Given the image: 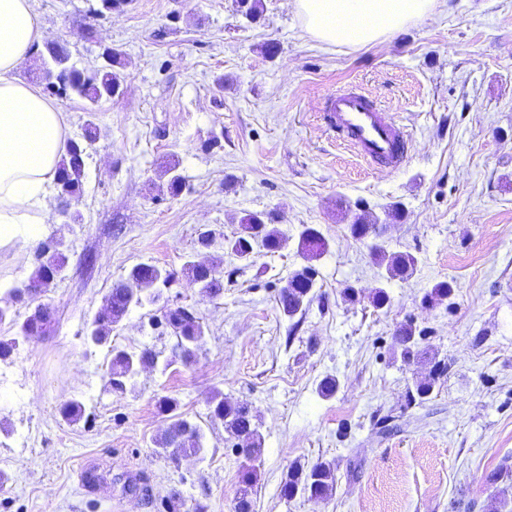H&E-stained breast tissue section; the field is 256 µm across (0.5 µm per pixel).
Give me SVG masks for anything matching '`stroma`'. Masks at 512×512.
<instances>
[{
  "instance_id": "1",
  "label": "stroma",
  "mask_w": 512,
  "mask_h": 512,
  "mask_svg": "<svg viewBox=\"0 0 512 512\" xmlns=\"http://www.w3.org/2000/svg\"><path fill=\"white\" fill-rule=\"evenodd\" d=\"M252 24L235 0H127L97 15L98 0H33L44 37L72 63L96 65L101 46L121 49L122 98L94 114L76 97L52 96L66 136L98 138L77 198L55 200L41 242L63 239L67 264L41 293L56 318L50 335L17 339L0 360V512H167L171 491L207 512H233L245 459L208 414L213 390L258 418L263 454L254 512H470L505 499L512 479L485 475L512 456V0H439L421 23L386 42L323 48L291 0H261ZM277 52L265 54L266 43ZM356 85L409 133L398 170L370 167L322 119L325 98ZM179 162L184 186L170 194L158 164ZM400 217H393V207ZM81 223H63L61 208ZM266 212L278 250L250 260L225 254L242 217ZM382 224L387 251L419 264L391 279L371 255L372 238L350 232L356 214ZM320 230L327 252L314 265V296L285 316L277 296L304 264L302 226ZM211 230L209 248L197 243ZM37 247H0V285L23 287ZM217 260L224 293L210 298L173 280L163 295L191 309L206 343L191 364L173 357L175 336L159 307L134 308L114 345L158 352L134 383L106 391V349L87 347L88 322L137 264L181 270ZM448 282V299L422 305ZM385 288L388 304L371 303ZM355 289L348 299L345 289ZM413 322L448 374L422 402H409L429 363L404 362L394 340ZM339 388L322 397L319 382ZM168 396L205 433L203 455L171 463L156 439ZM77 399L79 422L58 409ZM333 464L331 496L281 497L289 466ZM92 468L86 493L80 473Z\"/></svg>"
}]
</instances>
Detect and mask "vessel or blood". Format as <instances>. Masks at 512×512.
Masks as SVG:
<instances>
[{
  "mask_svg": "<svg viewBox=\"0 0 512 512\" xmlns=\"http://www.w3.org/2000/svg\"><path fill=\"white\" fill-rule=\"evenodd\" d=\"M324 115L330 129L371 166L398 169L409 146V134L382 112L359 87L329 96Z\"/></svg>",
  "mask_w": 512,
  "mask_h": 512,
  "instance_id": "b4317fda",
  "label": "vessel or blood"
}]
</instances>
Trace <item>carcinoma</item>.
<instances>
[{
	"label": "carcinoma",
	"mask_w": 512,
	"mask_h": 512,
	"mask_svg": "<svg viewBox=\"0 0 512 512\" xmlns=\"http://www.w3.org/2000/svg\"><path fill=\"white\" fill-rule=\"evenodd\" d=\"M237 10L249 21H257L262 16L261 0H236ZM107 61L97 64L91 69H80L70 62V54L60 43L48 41L45 52L39 54V78L49 91H57L67 97H78L88 103V111H94L101 101L108 98L116 90L124 88L126 74L124 72V56L116 48L106 49ZM97 136L93 122L86 124L83 140L69 139L65 143L55 178V190L62 197L72 198L80 194L86 175L88 145ZM162 175L167 177L170 193L176 195L182 190L183 177L179 173V163L168 160L162 165ZM351 232L358 238H366L375 232V225L365 214L355 216L350 225ZM261 240L269 251H275L281 246V238L277 229L265 220L261 213H250L242 219L241 231L227 243V249L241 259H247L252 253V242ZM61 243L50 242L43 244L36 255L37 265L28 284L23 288H13L9 291L15 302H33L54 280L58 278L65 267V255L59 250ZM327 249V241L315 228L307 227L299 234V250L308 265L295 271L287 284L278 294V302L283 313L292 316L312 301L311 293L316 288V270L309 262L320 257ZM373 255L379 264L385 266L388 278L407 279L412 276L418 259L411 253H390L383 246H371ZM182 274L189 283L200 292L211 298H218L224 293L223 279L216 273V265L187 262ZM175 273L151 264H137L128 274V279L135 287L128 288L118 285L112 289L104 300L94 318L87 326L85 339L95 338L97 344L107 348L110 356L105 389L124 385L134 377L138 368L146 365L155 366L158 355L149 347L138 352H129L112 345L111 334L128 314L137 306H142L154 297L162 294V287L168 285ZM451 294V286L445 281L439 282L426 292L423 303L434 305ZM53 314L49 307L38 304L20 325L24 336H45L51 329ZM160 324L169 328L175 335L177 343L173 357L184 364H189L196 356L205 340V331L193 311L184 306H166ZM422 336L416 334V328L410 323H404L396 331V341L402 347L403 359L407 362L425 359L428 352L420 348ZM434 376L420 382L415 387L411 399L424 401L434 390V384L448 373V365L434 363ZM159 410L168 416L169 424L156 440L160 454L170 461L177 463L183 457L198 455L204 449V434L201 426L177 412L178 403L170 397L158 400ZM210 418L220 420L225 428L239 440L236 450L247 457L251 465L242 475L241 486L238 490L236 512H252L253 509V479L257 477V462L261 461V435L258 431L257 418L250 407L244 403L234 402L219 390L214 391L209 402ZM59 414L65 420L74 423L83 414L81 401L73 399L59 407ZM512 475V465L505 457L501 463L488 472L485 480L489 484ZM336 488L335 468L328 463L316 462L307 466L296 465L288 469L284 479L281 494L285 499L297 495L309 497H324Z\"/></svg>",
	"instance_id": "1"
}]
</instances>
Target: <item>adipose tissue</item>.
<instances>
[{"label": "adipose tissue", "instance_id": "1", "mask_svg": "<svg viewBox=\"0 0 512 512\" xmlns=\"http://www.w3.org/2000/svg\"><path fill=\"white\" fill-rule=\"evenodd\" d=\"M436 6L437 0H293L306 31L326 45L384 42ZM42 36L33 0H0V244L35 239L51 221L65 119L16 76Z\"/></svg>", "mask_w": 512, "mask_h": 512}]
</instances>
